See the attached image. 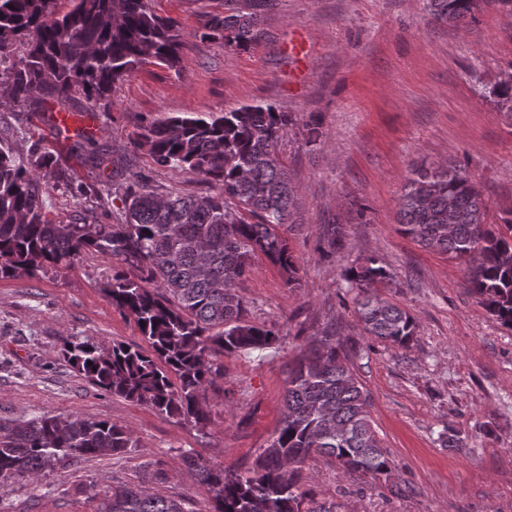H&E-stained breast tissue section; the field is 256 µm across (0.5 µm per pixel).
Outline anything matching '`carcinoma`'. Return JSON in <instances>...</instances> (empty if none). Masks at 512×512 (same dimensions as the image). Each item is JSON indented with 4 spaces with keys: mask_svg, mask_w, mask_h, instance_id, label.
Listing matches in <instances>:
<instances>
[{
    "mask_svg": "<svg viewBox=\"0 0 512 512\" xmlns=\"http://www.w3.org/2000/svg\"><path fill=\"white\" fill-rule=\"evenodd\" d=\"M0 0V65L13 102L77 94L94 103L147 63L174 69L184 47L177 22L156 15L149 0ZM479 0H429L437 22L460 23ZM203 36L245 49L257 41L269 0H226ZM23 47L11 60L16 45ZM512 115V72L480 89ZM288 116L269 104L206 117L183 112L144 122L137 144L160 167L219 186L214 195L156 193L138 176L122 196L121 224H57L43 194L56 166L39 147L19 152L0 138V279L70 267L87 254L109 256L136 271L112 275V306L134 318L150 350L122 342L98 346L67 340L64 360L101 391L144 403L161 414L209 423L206 393L224 378L219 358L262 355L279 340L275 328L248 318L238 284L258 258L277 266L288 287L298 269L285 232L296 208L291 177L277 147ZM398 223L422 248L467 264L468 288L485 310L512 328V207L488 223L482 193L459 165L418 169L399 198ZM329 253L342 249L344 228L328 224ZM354 313L368 338L398 348L417 324L381 289L391 281L370 256L344 272ZM357 343L326 328L310 337L288 376L279 425L253 465L212 466L185 451L181 465L205 489L210 512H338L302 491L305 466L321 456L350 476L389 479L394 464L374 427L370 394L353 364ZM137 447L133 431L105 419L43 415L0 421V478H37L55 463L114 456ZM187 500L140 484L106 494L100 512H191Z\"/></svg>",
    "mask_w": 512,
    "mask_h": 512,
    "instance_id": "1",
    "label": "carcinoma"
}]
</instances>
